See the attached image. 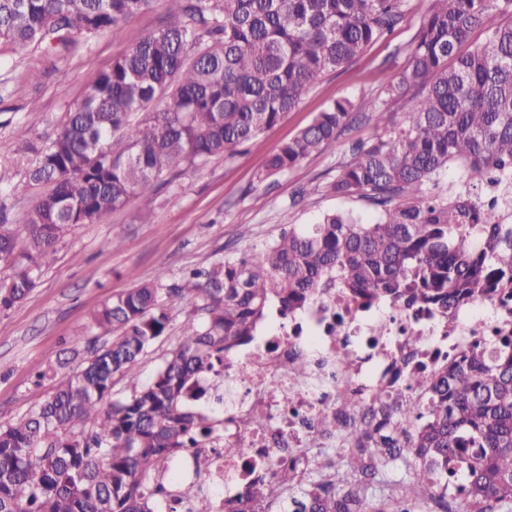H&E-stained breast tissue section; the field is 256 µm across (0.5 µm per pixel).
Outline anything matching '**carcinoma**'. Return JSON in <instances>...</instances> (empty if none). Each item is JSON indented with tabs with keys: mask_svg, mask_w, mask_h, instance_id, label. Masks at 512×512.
Returning a JSON list of instances; mask_svg holds the SVG:
<instances>
[{
	"mask_svg": "<svg viewBox=\"0 0 512 512\" xmlns=\"http://www.w3.org/2000/svg\"><path fill=\"white\" fill-rule=\"evenodd\" d=\"M164 23L86 85L43 142L20 129L24 169L40 194L25 236L0 221V311L25 301L59 239L157 190L166 170L192 167L274 127L322 77L399 26L408 0H169ZM150 0H0V46L69 50L117 40ZM512 0H429L407 61L379 93L339 98L283 143L257 179L284 173L369 111L378 134L356 142L315 187L366 199L352 212L289 225L243 257L180 280H137L91 315L111 335L16 421L0 422V512H155L156 484L210 438L201 382L250 344L271 301L300 308L333 280L350 296L446 312L483 292L512 297V223L490 224L482 195L428 185L450 163L479 183L512 181ZM482 30L485 38L472 42ZM406 101L407 111L391 106ZM193 315L141 379L166 335L170 302ZM126 381L121 395L112 393ZM322 434L342 453L308 449L277 464L231 512H512V335L478 344L430 378L385 395L342 392Z\"/></svg>",
	"mask_w": 512,
	"mask_h": 512,
	"instance_id": "obj_1",
	"label": "carcinoma"
}]
</instances>
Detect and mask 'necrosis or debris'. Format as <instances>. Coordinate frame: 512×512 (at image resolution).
I'll use <instances>...</instances> for the list:
<instances>
[{
    "instance_id": "4bbe7bcc",
    "label": "necrosis or debris",
    "mask_w": 512,
    "mask_h": 512,
    "mask_svg": "<svg viewBox=\"0 0 512 512\" xmlns=\"http://www.w3.org/2000/svg\"><path fill=\"white\" fill-rule=\"evenodd\" d=\"M511 333L512 299L500 292L444 314L388 301L367 304L329 288L296 313L277 312L266 334L225 358L221 375L209 382L206 407L224 419L205 445L214 467L189 488H172L177 512H194L199 493L217 503L233 498L257 469L324 447L319 434L339 393L390 392L412 373L432 375L476 344ZM298 360L311 372L303 386L292 377ZM255 412L264 413L262 423L252 422ZM228 440L245 446L246 456H225Z\"/></svg>"
}]
</instances>
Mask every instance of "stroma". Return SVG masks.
<instances>
[{"mask_svg":"<svg viewBox=\"0 0 512 512\" xmlns=\"http://www.w3.org/2000/svg\"><path fill=\"white\" fill-rule=\"evenodd\" d=\"M168 7L169 0H152L119 40L102 36L69 51L52 54L29 47L0 56V176L8 185L0 196V215L7 223L22 224L37 201L36 190L23 176L27 156L16 128L49 136L80 99L84 85L158 28ZM427 7V0H409L406 19L387 39L327 73L277 125L232 157L185 169L157 194L134 198L96 223L70 227L30 296L0 313V421L22 417L53 390L54 381L36 382L35 370L71 358L76 329L108 297L130 288L133 279H152L161 268L173 278L188 268H208L272 240L284 225L310 224L327 211L373 214L367 201L328 196L316 187L348 159L351 143L373 137L374 124L356 122L337 141L335 152L309 156L262 182L257 175L270 155L329 102L377 95V69L411 41ZM305 187L310 195H302ZM146 212L151 219L145 223L141 216Z\"/></svg>","mask_w":512,"mask_h":512,"instance_id":"1","label":"stroma"}]
</instances>
